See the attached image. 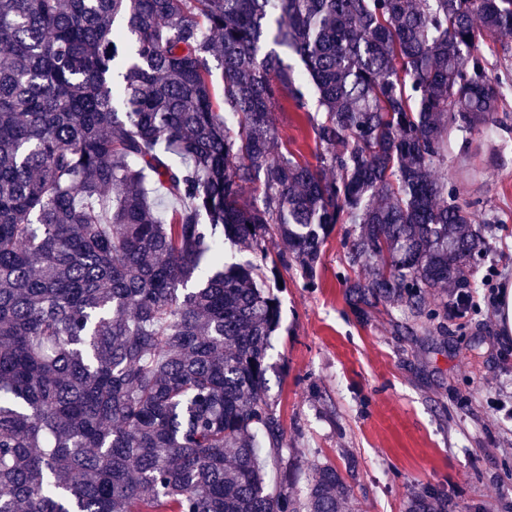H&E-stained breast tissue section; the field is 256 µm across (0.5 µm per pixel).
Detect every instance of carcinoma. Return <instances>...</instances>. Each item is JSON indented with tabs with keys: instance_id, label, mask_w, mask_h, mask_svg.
<instances>
[{
	"instance_id": "cac0c4a2",
	"label": "carcinoma",
	"mask_w": 512,
	"mask_h": 512,
	"mask_svg": "<svg viewBox=\"0 0 512 512\" xmlns=\"http://www.w3.org/2000/svg\"><path fill=\"white\" fill-rule=\"evenodd\" d=\"M485 36L509 51L512 0H0V512H343L332 466L266 491L279 267L357 224L355 310L434 319L448 284L465 315L482 245L432 172L499 122ZM309 88L315 165L273 125Z\"/></svg>"
}]
</instances>
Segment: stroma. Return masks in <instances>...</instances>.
I'll use <instances>...</instances> for the list:
<instances>
[{
    "mask_svg": "<svg viewBox=\"0 0 512 512\" xmlns=\"http://www.w3.org/2000/svg\"><path fill=\"white\" fill-rule=\"evenodd\" d=\"M305 109L281 98L273 114L279 150L315 163ZM500 125L472 158L464 180L459 143L433 175L469 201L486 245L469 314L445 324L404 320L382 303L358 314L345 298L357 277L343 242L354 225L327 239L313 281L283 275L281 326L270 338L268 397L288 438L266 456L271 489L304 497L315 467H336L361 512H406L429 486L449 512H512V339L498 328V288L512 283V90Z\"/></svg>",
    "mask_w": 512,
    "mask_h": 512,
    "instance_id": "obj_1",
    "label": "stroma"
}]
</instances>
